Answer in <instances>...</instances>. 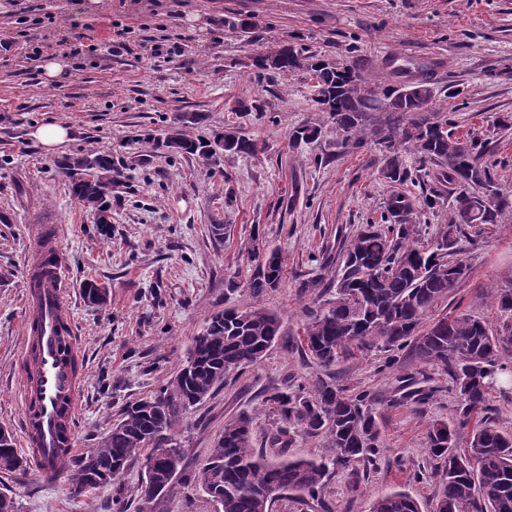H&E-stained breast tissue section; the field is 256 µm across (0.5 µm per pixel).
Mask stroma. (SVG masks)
<instances>
[{
    "label": "stroma",
    "instance_id": "stroma-1",
    "mask_svg": "<svg viewBox=\"0 0 512 512\" xmlns=\"http://www.w3.org/2000/svg\"><path fill=\"white\" fill-rule=\"evenodd\" d=\"M53 15L33 26L43 56L67 58L66 75L45 82L39 62L18 39L29 9ZM131 29L129 49L110 57L79 52L100 44L115 23ZM0 427L17 432L21 406L18 370L31 227L54 228L66 259L74 325L85 349V390L76 451L94 448L123 410L173 380L194 336L224 308L252 305L278 313L282 333L254 367L232 374L184 417V452L173 492L143 507L140 464L114 483L73 495L67 479L51 487L34 471H0V488L14 492L17 512H214L193 477L224 428L240 413L255 418L254 445L266 447L273 417L262 407L272 387L296 389L319 373L301 348L307 308L326 298L308 280L335 264L363 224L380 222L393 186L379 175L377 149L342 148L326 113L312 100L303 71L256 73L250 57L284 44L356 66L382 84L395 57L404 66L434 65L435 99L454 113L455 136L485 142L499 188L512 192V0H0ZM174 52L154 63L150 48ZM261 102L263 113L238 111ZM205 139L234 131L258 139L255 156L224 153L218 160L155 146L186 117ZM58 124L69 139L49 152L32 137ZM322 126L320 139L296 143L291 132ZM109 153L120 172L112 190V224L101 236L90 211L73 196L57 166L65 157ZM222 232H215V225ZM262 240L284 257L281 285L251 296L250 255ZM467 279L432 310L495 321L485 295L512 288V218L478 224L458 243ZM94 280L108 290L106 306L89 304L82 287ZM379 350L345 356L338 384L369 394L381 435L375 464L358 479L331 475L329 512H369L377 494L401 490L428 512L437 480L426 466V431L453 421L447 376L423 366L413 351L384 368ZM438 387L432 402L397 406L407 377Z\"/></svg>",
    "mask_w": 512,
    "mask_h": 512
}]
</instances>
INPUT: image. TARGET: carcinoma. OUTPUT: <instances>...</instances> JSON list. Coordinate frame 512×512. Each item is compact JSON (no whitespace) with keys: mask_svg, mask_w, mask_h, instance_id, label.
I'll use <instances>...</instances> for the list:
<instances>
[{"mask_svg":"<svg viewBox=\"0 0 512 512\" xmlns=\"http://www.w3.org/2000/svg\"><path fill=\"white\" fill-rule=\"evenodd\" d=\"M278 59L251 57L261 71L314 70L321 97L313 98L341 136V145L352 149L378 148L384 157L381 176L403 185L413 180L405 157L420 165L434 164L441 180L455 186L448 223L440 225L431 241L421 238L418 212L436 208L441 197L420 198L392 191L384 201L382 223L363 225L347 245L338 268L327 285L332 298L310 309L303 326L304 350L317 367L329 371L351 347L387 353L384 366L392 367L398 352L413 346L422 364L448 375L455 392L457 415L453 424L435 422L427 429V451L435 461L439 487L433 512H512V434L499 430L484 412L492 384L512 375V338L501 330L512 327V288L488 292L498 319L492 326L467 313L444 316L429 325L425 317L438 302L467 276L460 267L459 239L473 224H497L512 214V194L501 191L494 180L492 163L481 142H466L453 135L451 118L436 117L429 77L422 73L394 84H369L354 66L339 65L307 54L302 48L283 45ZM322 128L304 126L293 131L296 141L312 143ZM162 146L178 153L197 155L206 161V140L170 130ZM263 146L236 133L224 137V151L255 156ZM59 167L70 172L73 196L93 211L112 199L117 183L112 156L87 153L68 157ZM247 281L254 297L279 287L284 259L271 251ZM279 314L254 306H238L210 317L193 338L185 362L175 378L152 395L129 406L111 431L86 454L67 460L73 490L92 486L91 474L99 470L108 481L120 478L136 461L165 457L182 463L174 433L183 425L190 408L224 384L232 372L258 364L281 334ZM440 388H405L393 404L422 405ZM263 403L274 414L272 448L288 447L291 432L324 434L333 458L317 460L263 453L253 448V418L241 413L224 420L220 438L195 475L197 487L217 505L216 512H272L284 495L322 499L329 478L338 466L352 467L353 486H358L355 465L372 463L379 453L380 429L369 398L318 376L309 388L267 392ZM472 428L469 448L460 454V431ZM27 460L15 448L14 438H0V470L25 472ZM370 512H420L417 502L400 491L381 493Z\"/></svg>","mask_w":512,"mask_h":512,"instance_id":"carcinoma-1","label":"carcinoma"}]
</instances>
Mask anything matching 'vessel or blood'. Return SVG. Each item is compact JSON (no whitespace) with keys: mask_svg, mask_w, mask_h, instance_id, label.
<instances>
[{"mask_svg":"<svg viewBox=\"0 0 512 512\" xmlns=\"http://www.w3.org/2000/svg\"><path fill=\"white\" fill-rule=\"evenodd\" d=\"M65 261L47 227L36 229L27 272L28 314L19 356L23 372L20 443L38 477L56 483L76 447L83 392V341L66 300Z\"/></svg>","mask_w":512,"mask_h":512,"instance_id":"b4317fda","label":"vessel or blood"}]
</instances>
